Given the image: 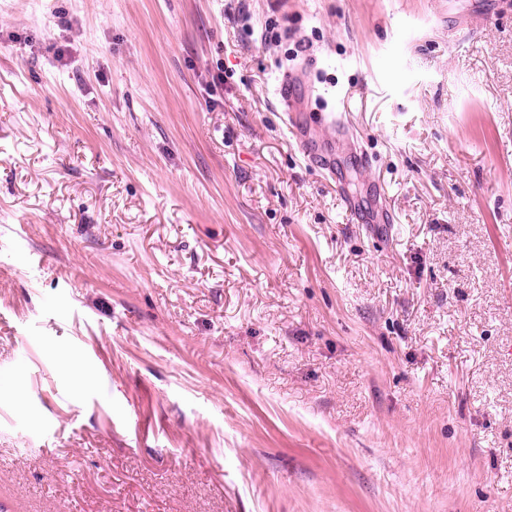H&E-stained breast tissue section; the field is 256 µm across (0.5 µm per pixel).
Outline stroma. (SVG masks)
<instances>
[{"label":"stroma","instance_id":"stroma-1","mask_svg":"<svg viewBox=\"0 0 512 512\" xmlns=\"http://www.w3.org/2000/svg\"><path fill=\"white\" fill-rule=\"evenodd\" d=\"M0 389V512H512V0H0Z\"/></svg>","mask_w":512,"mask_h":512}]
</instances>
